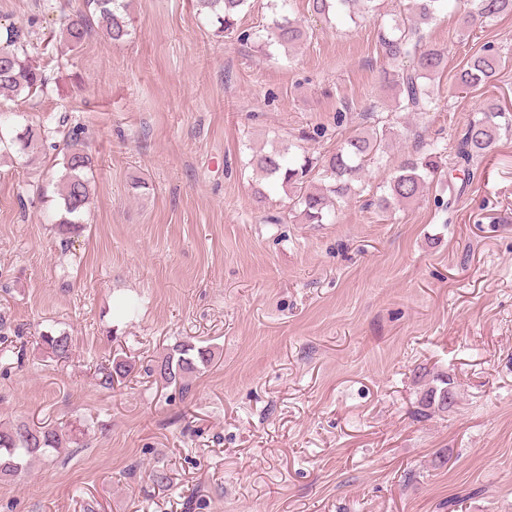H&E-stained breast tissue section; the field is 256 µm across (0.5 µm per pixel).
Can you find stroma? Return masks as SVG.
Masks as SVG:
<instances>
[{"label": "stroma", "mask_w": 512, "mask_h": 512, "mask_svg": "<svg viewBox=\"0 0 512 512\" xmlns=\"http://www.w3.org/2000/svg\"><path fill=\"white\" fill-rule=\"evenodd\" d=\"M408 4L353 20L288 0L311 36L286 51L216 36L197 0H129L125 42L95 29L71 51L59 19L85 0H0V39L19 29L48 79L19 111L81 127L94 175L66 240L44 218L61 151L0 156V425L78 434L1 483L0 512H512V132L460 197L440 180L372 204L408 153L455 151L490 100L512 109V62L454 89L484 44L512 59V15L464 39L469 0H450L423 30L448 51L439 107L399 112L377 33ZM384 116L382 163L324 223L256 198L253 153H323ZM183 341L214 353L186 396L151 373ZM117 359L130 371L105 384ZM439 373L455 405L420 416Z\"/></svg>", "instance_id": "1"}]
</instances>
